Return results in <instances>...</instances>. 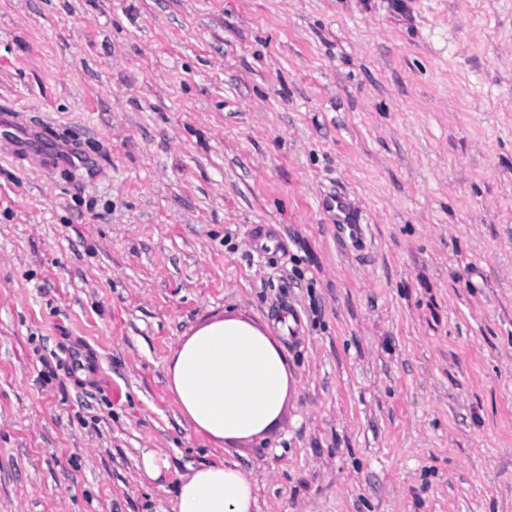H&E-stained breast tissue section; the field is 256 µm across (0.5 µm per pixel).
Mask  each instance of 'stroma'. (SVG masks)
I'll use <instances>...</instances> for the list:
<instances>
[{"mask_svg":"<svg viewBox=\"0 0 512 512\" xmlns=\"http://www.w3.org/2000/svg\"><path fill=\"white\" fill-rule=\"evenodd\" d=\"M1 105L93 165L0 138V512L222 460L257 512H512V0H0ZM279 305V424L211 447L166 362Z\"/></svg>","mask_w":512,"mask_h":512,"instance_id":"1","label":"stroma"}]
</instances>
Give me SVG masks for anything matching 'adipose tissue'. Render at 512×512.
<instances>
[{
  "label": "adipose tissue",
  "mask_w": 512,
  "mask_h": 512,
  "mask_svg": "<svg viewBox=\"0 0 512 512\" xmlns=\"http://www.w3.org/2000/svg\"><path fill=\"white\" fill-rule=\"evenodd\" d=\"M290 318L260 328L238 317L212 320L182 337L166 378L184 421L215 447L265 437L294 382L281 341ZM250 473L238 464L202 463L180 474L172 512H255Z\"/></svg>",
  "instance_id": "1"
}]
</instances>
